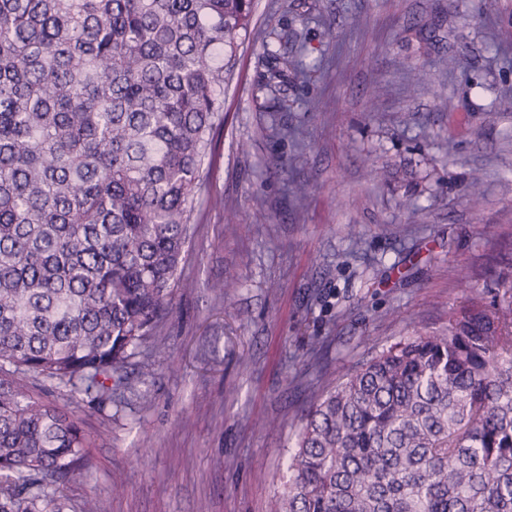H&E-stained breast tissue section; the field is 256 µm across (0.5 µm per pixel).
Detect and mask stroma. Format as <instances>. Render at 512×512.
<instances>
[{
	"mask_svg": "<svg viewBox=\"0 0 512 512\" xmlns=\"http://www.w3.org/2000/svg\"><path fill=\"white\" fill-rule=\"evenodd\" d=\"M295 52L306 77L264 89L271 55ZM223 113L173 310L136 348L129 390L103 406L20 379L90 442L69 481L41 487L42 512L90 497L101 512H266L314 401L444 328L469 290L492 303L512 281V0H256Z\"/></svg>",
	"mask_w": 512,
	"mask_h": 512,
	"instance_id": "obj_1",
	"label": "stroma"
}]
</instances>
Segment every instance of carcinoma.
Segmentation results:
<instances>
[{
  "label": "carcinoma",
  "instance_id": "1",
  "mask_svg": "<svg viewBox=\"0 0 512 512\" xmlns=\"http://www.w3.org/2000/svg\"><path fill=\"white\" fill-rule=\"evenodd\" d=\"M255 0H0V512L89 440L5 366L102 403L172 312ZM283 56L266 74L275 88ZM268 512H512V284L378 351L301 419Z\"/></svg>",
  "mask_w": 512,
  "mask_h": 512
}]
</instances>
